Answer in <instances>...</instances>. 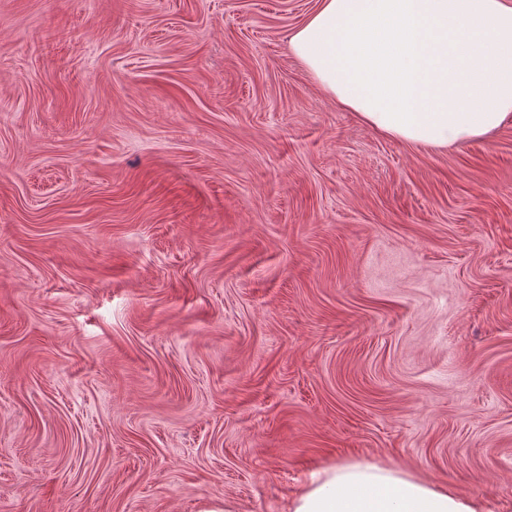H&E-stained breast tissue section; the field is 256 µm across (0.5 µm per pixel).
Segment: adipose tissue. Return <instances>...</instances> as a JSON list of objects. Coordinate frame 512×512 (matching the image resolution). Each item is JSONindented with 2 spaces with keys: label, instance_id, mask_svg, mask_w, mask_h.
<instances>
[{
  "label": "adipose tissue",
  "instance_id": "adipose-tissue-1",
  "mask_svg": "<svg viewBox=\"0 0 512 512\" xmlns=\"http://www.w3.org/2000/svg\"><path fill=\"white\" fill-rule=\"evenodd\" d=\"M320 88L381 134L445 150L512 117V0H318L289 37ZM290 512H481L376 464L313 475Z\"/></svg>",
  "mask_w": 512,
  "mask_h": 512
}]
</instances>
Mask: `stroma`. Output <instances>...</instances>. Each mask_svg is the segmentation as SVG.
Wrapping results in <instances>:
<instances>
[{
    "mask_svg": "<svg viewBox=\"0 0 512 512\" xmlns=\"http://www.w3.org/2000/svg\"><path fill=\"white\" fill-rule=\"evenodd\" d=\"M318 0H0V512H286L364 461L512 512V120L375 131Z\"/></svg>",
    "mask_w": 512,
    "mask_h": 512,
    "instance_id": "35a3bbf8",
    "label": "stroma"
}]
</instances>
